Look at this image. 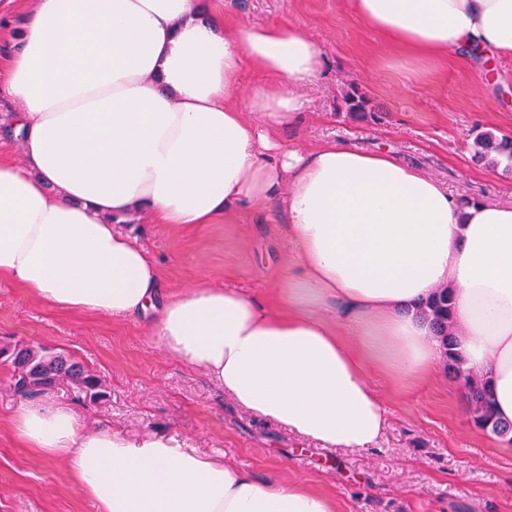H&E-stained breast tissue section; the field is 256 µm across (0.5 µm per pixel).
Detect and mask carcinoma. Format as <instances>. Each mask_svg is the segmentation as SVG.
Segmentation results:
<instances>
[{
  "label": "carcinoma",
  "instance_id": "carcinoma-1",
  "mask_svg": "<svg viewBox=\"0 0 512 512\" xmlns=\"http://www.w3.org/2000/svg\"><path fill=\"white\" fill-rule=\"evenodd\" d=\"M344 100L347 111L364 118L368 116L373 121L380 120L369 106V100L358 93V89L351 88ZM474 146L478 160L493 166L504 161L512 167V137H499L490 130H483L476 135ZM416 313L430 322L445 369L462 384L474 426L512 443V423H504L493 417L487 380L466 368L456 351L459 321L455 316L451 290L445 286L437 288L426 301L419 303ZM0 357L10 361L14 370L19 372L14 388L23 397L37 396L61 383L91 402L104 396L102 382L97 375L84 364L46 346L7 345L0 348Z\"/></svg>",
  "mask_w": 512,
  "mask_h": 512
}]
</instances>
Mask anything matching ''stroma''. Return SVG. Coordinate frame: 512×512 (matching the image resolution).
<instances>
[{"label": "stroma", "mask_w": 512, "mask_h": 512, "mask_svg": "<svg viewBox=\"0 0 512 512\" xmlns=\"http://www.w3.org/2000/svg\"><path fill=\"white\" fill-rule=\"evenodd\" d=\"M216 7L228 23L301 29L320 50L322 70L297 89L304 115L280 131L291 145L310 150L336 140L386 149L456 195L512 202V168L473 158L479 131L512 135L511 63L489 73L454 53L416 74L393 67L383 37L348 0H218ZM353 87L378 121L346 111L343 98ZM122 230L157 260L167 291L206 274L215 287L239 289L275 310L293 293L303 310L339 317L335 301L303 287L276 208L180 228L143 216ZM6 341L49 346L102 378L106 395L94 403L65 385L49 392L75 410L84 428L108 422L128 437L171 436L223 455L258 479L324 492L340 512H512V445L473 426L460 382L443 367L423 382L372 373L388 427L375 447L347 452L303 442L238 408L208 374L168 351L148 321L51 309L0 278V342ZM13 383L12 366L0 360V512H95L64 463L46 462L18 437L13 420L23 399Z\"/></svg>", "instance_id": "obj_1"}]
</instances>
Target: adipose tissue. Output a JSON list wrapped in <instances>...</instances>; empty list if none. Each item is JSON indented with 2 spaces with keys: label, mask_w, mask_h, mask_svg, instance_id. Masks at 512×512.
Segmentation results:
<instances>
[{
  "label": "adipose tissue",
  "mask_w": 512,
  "mask_h": 512,
  "mask_svg": "<svg viewBox=\"0 0 512 512\" xmlns=\"http://www.w3.org/2000/svg\"><path fill=\"white\" fill-rule=\"evenodd\" d=\"M349 3L401 62L461 47L512 62V0ZM5 15L0 93L21 109L0 114V135L22 160L0 155V277L52 308L151 317L160 342L238 406L346 450L371 447L386 424L370 371L432 374L439 345L413 307L444 285L457 350L512 421V203L462 199L385 152L283 141L303 106L292 84L323 67L304 31L228 25L209 0H35L22 21ZM247 69L262 81L243 104ZM258 202L286 214L304 279L347 322L274 313L204 279L163 292L155 258L120 230L142 215L213 224ZM14 428L65 462L96 512H339L317 490L170 436L83 428L62 405L29 402Z\"/></svg>",
  "instance_id": "adipose-tissue-1"
}]
</instances>
